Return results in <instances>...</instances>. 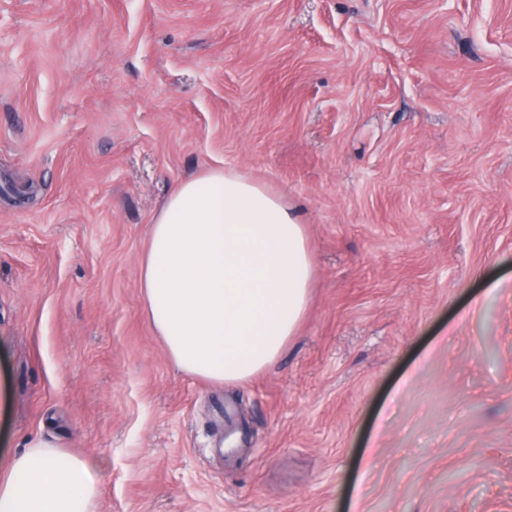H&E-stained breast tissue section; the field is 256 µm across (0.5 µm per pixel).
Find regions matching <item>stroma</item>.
<instances>
[{
	"label": "stroma",
	"mask_w": 512,
	"mask_h": 512,
	"mask_svg": "<svg viewBox=\"0 0 512 512\" xmlns=\"http://www.w3.org/2000/svg\"><path fill=\"white\" fill-rule=\"evenodd\" d=\"M235 170L305 224L264 373L179 371L150 226ZM0 450L97 512H512V0H0ZM102 489L95 462L41 440L0 453V512H96Z\"/></svg>",
	"instance_id": "obj_1"
}]
</instances>
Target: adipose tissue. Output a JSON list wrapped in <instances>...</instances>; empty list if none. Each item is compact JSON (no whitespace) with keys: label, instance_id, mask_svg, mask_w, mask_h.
I'll list each match as a JSON object with an SVG mask.
<instances>
[{"label":"adipose tissue","instance_id":"obj_1","mask_svg":"<svg viewBox=\"0 0 512 512\" xmlns=\"http://www.w3.org/2000/svg\"><path fill=\"white\" fill-rule=\"evenodd\" d=\"M314 265L305 226L275 193L230 170L181 181L150 227L139 286L182 372L238 383L273 365L304 317ZM91 459L33 442L0 453V512H96Z\"/></svg>","mask_w":512,"mask_h":512}]
</instances>
